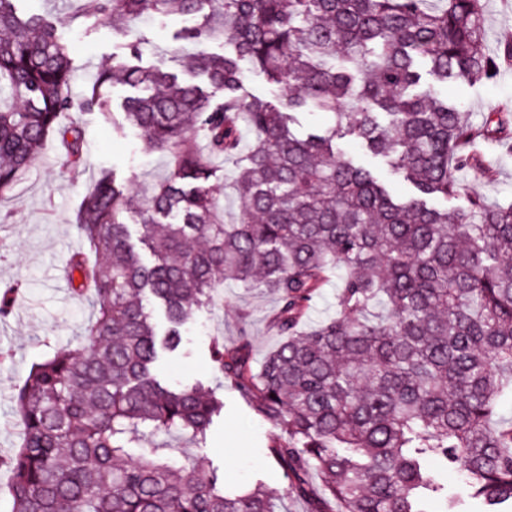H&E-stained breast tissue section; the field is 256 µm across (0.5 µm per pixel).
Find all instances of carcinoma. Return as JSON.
<instances>
[{
  "label": "carcinoma",
  "instance_id": "cac0c4a2",
  "mask_svg": "<svg viewBox=\"0 0 512 512\" xmlns=\"http://www.w3.org/2000/svg\"><path fill=\"white\" fill-rule=\"evenodd\" d=\"M72 2L68 22L119 32L143 15L194 20L183 38L196 51L183 79L139 64L132 42L76 99L56 23L0 0V199L49 140L81 168V135L62 117L113 118L104 86L134 90L125 122L170 160L139 199L136 230L120 220L131 201L111 171L76 208L83 249L70 283L93 295L96 313L81 350L56 349L17 390L23 436L0 487L11 512H282L276 490L229 495L202 461L140 442L147 429L199 444L221 413L217 390L173 386L153 369L225 281L275 297L280 340L259 368L245 338L215 342L213 361L279 427L270 457L309 512H460L432 461L457 471L481 512H502L512 503V420L500 414L512 400V202L432 204L459 195V169L483 166L464 151L476 136L512 149L494 136L499 113L477 130L435 89L489 82L512 65V42L488 49L482 0ZM213 41L224 54L204 49ZM245 59L279 99L248 94ZM302 110L332 114L334 128L295 136ZM347 135L411 191L394 194L345 155L336 138ZM219 158L231 164L230 219L210 186ZM333 280L336 312L306 325ZM16 295L0 292L1 318Z\"/></svg>",
  "mask_w": 512,
  "mask_h": 512
}]
</instances>
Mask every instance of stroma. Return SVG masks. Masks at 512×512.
Masks as SVG:
<instances>
[{"label": "stroma", "instance_id": "obj_1", "mask_svg": "<svg viewBox=\"0 0 512 512\" xmlns=\"http://www.w3.org/2000/svg\"><path fill=\"white\" fill-rule=\"evenodd\" d=\"M22 7L59 19L58 34L73 53L72 92L77 96L93 82L102 64L126 56L130 41L140 42L143 63L159 58L175 73L182 67L174 47L191 48L189 42L177 40L188 26L179 16L146 17L124 35L104 24L88 28L69 22L72 0H24ZM439 92L449 101L464 104L473 123L479 125L488 113L512 106V69L492 82H455L440 87ZM64 120L81 131L84 170L73 173L65 166L57 144H48L13 192L0 200V287L20 286L11 313L0 320V457L21 441L22 426L14 415L15 392L32 364L54 347L78 348L94 313L91 296L76 293L69 281L58 275L80 247L73 215L85 184L106 168L136 190L162 180L168 172L165 155L145 151L134 128L104 121L94 110L71 112ZM482 151L497 176L489 181L479 170H460L457 177L463 195H478L491 204L512 201V155L488 144ZM274 308L272 296L249 293L231 284L220 286L210 305L199 309L185 327L176 359L162 364L159 374L175 385L197 381L215 385L211 344L217 337L228 345L248 339L251 361L260 363L277 342L270 325ZM219 396L224 408L203 444L164 432L145 434L144 442L158 447L164 457L203 460L223 474L226 489H250L261 483L283 494L287 512H306V503L292 496L285 470L269 456L276 426L256 415L231 388L220 390Z\"/></svg>", "mask_w": 512, "mask_h": 512}]
</instances>
